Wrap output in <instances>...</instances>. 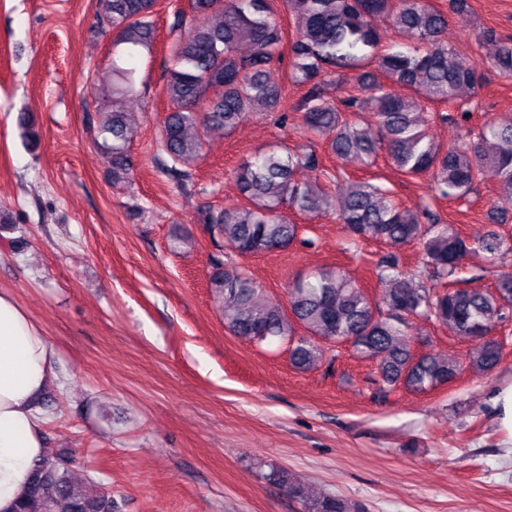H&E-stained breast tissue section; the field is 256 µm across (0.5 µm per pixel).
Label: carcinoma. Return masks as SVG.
I'll return each mask as SVG.
<instances>
[{
    "instance_id": "cac0c4a2",
    "label": "carcinoma",
    "mask_w": 512,
    "mask_h": 512,
    "mask_svg": "<svg viewBox=\"0 0 512 512\" xmlns=\"http://www.w3.org/2000/svg\"><path fill=\"white\" fill-rule=\"evenodd\" d=\"M157 0H99V24L116 33L112 64L103 78L108 93L89 119L94 142L112 165V183L130 180V126L126 104L140 95L131 59L153 52L152 15ZM292 17L294 39L285 34L277 8ZM390 21L402 37L384 46ZM175 27L186 30L171 49L165 67L164 93L171 106L161 133V173L180 189L200 159L204 137L232 132L258 109L279 110L281 85L272 74L287 67L289 80L306 88L296 107L299 128L310 139L326 140L336 157L368 165L385 153L402 173L428 176L435 197L460 199L486 173L512 189V120H494L476 131L467 128L468 111L439 113L435 118L467 129L461 144L443 147L426 130L430 102L458 105L465 90L481 80L477 62L459 59L448 48V15L427 0H190ZM483 63L512 76V39L496 31H479ZM347 79L366 95L335 98L330 90ZM397 83L407 96L392 93ZM316 172L346 187L339 200L319 182H301L296 173ZM245 203L214 209L203 206L198 219L216 247L238 255L281 252L293 245L300 225L286 215L336 213L353 240L397 246L418 243L416 265L397 252L381 256L375 273L382 289L370 295L340 267L296 279L288 287V308L265 298L246 271L212 256L208 288L222 299L224 325L250 342H288L298 368L316 365L325 346L349 342L354 351L378 360L379 390L397 383L426 391L450 383L464 368L486 374L502 360L499 342L486 339L495 323L512 312V273L499 270L512 244L495 230L466 236L444 224L429 206L411 209L391 199L369 181L350 182L326 169L315 151L297 152L282 142L244 159L234 171ZM484 254L496 273L494 288L477 290L458 279L471 252ZM419 317L450 329L477 345L467 365L442 354L416 355L411 349L410 320ZM307 331L297 334V328ZM270 478L294 499L301 489L282 471ZM14 512H112L106 492L87 495L76 488L74 455L45 448ZM304 512H350L344 501L324 498Z\"/></svg>"
}]
</instances>
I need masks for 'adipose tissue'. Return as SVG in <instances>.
Segmentation results:
<instances>
[{
  "label": "adipose tissue",
  "instance_id": "ef3b65f1",
  "mask_svg": "<svg viewBox=\"0 0 512 512\" xmlns=\"http://www.w3.org/2000/svg\"><path fill=\"white\" fill-rule=\"evenodd\" d=\"M55 357L39 323L0 291V512H13L44 455L40 400L55 379Z\"/></svg>",
  "mask_w": 512,
  "mask_h": 512
}]
</instances>
